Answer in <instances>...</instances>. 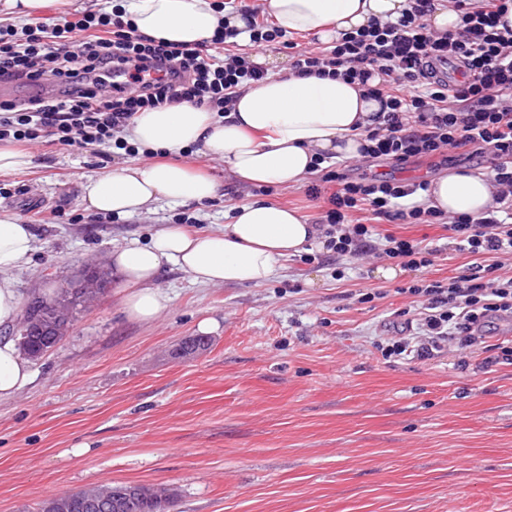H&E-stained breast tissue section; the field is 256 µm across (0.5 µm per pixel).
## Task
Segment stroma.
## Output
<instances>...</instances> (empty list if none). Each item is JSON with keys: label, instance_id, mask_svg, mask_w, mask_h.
Returning <instances> with one entry per match:
<instances>
[{"label": "stroma", "instance_id": "obj_1", "mask_svg": "<svg viewBox=\"0 0 512 512\" xmlns=\"http://www.w3.org/2000/svg\"><path fill=\"white\" fill-rule=\"evenodd\" d=\"M27 149L32 166L0 177L1 213L42 204L31 261L13 275L26 306L162 225L207 231L258 199L311 223L334 190L313 199L302 186H239L223 162L195 152L189 164L221 185L212 200L96 215L86 177L137 157L106 164L91 150ZM381 230L436 247L434 265L386 280L383 261L351 262L339 280L317 245L313 261L291 256L252 286L200 284L169 264L157 285L170 303L151 323L123 313L113 275L98 305L34 360L19 394L0 402V512L110 484L173 489L176 512H512V365L485 369L481 350L390 362L374 346L409 305L397 287L455 276L471 258L436 224ZM361 289L381 296L358 302ZM203 321L214 324L205 334ZM200 335L207 349L187 352Z\"/></svg>", "mask_w": 512, "mask_h": 512}]
</instances>
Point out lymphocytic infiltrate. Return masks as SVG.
I'll list each match as a JSON object with an SVG mask.
<instances>
[{
    "instance_id": "1",
    "label": "lymphocytic infiltrate",
    "mask_w": 512,
    "mask_h": 512,
    "mask_svg": "<svg viewBox=\"0 0 512 512\" xmlns=\"http://www.w3.org/2000/svg\"><path fill=\"white\" fill-rule=\"evenodd\" d=\"M454 29L426 21L434 0H409L397 20L374 22L335 45L295 53L294 73L341 76L363 85L382 112L365 130L360 173L323 169L310 193L335 184L317 221L322 245L336 258L383 256L410 270L432 266L437 249L380 232L377 221L438 224L451 232L456 251L473 258L466 273L405 287L413 299L417 330L377 340L383 357L427 360L448 345L484 347L491 320L512 316V28L501 20L512 0H452ZM231 34L217 31L187 46L138 33L125 13L84 10L56 23L22 29L0 25V76L28 85L50 83L52 92L17 104L0 102V142L48 139L78 149L137 154L124 137L141 111L189 103L214 112L230 104L245 82L264 77L250 58L220 57ZM453 62L460 83L437 78L435 65ZM480 158L497 192L485 217L438 212L416 201L427 182L409 184L375 163H424L429 169Z\"/></svg>"
}]
</instances>
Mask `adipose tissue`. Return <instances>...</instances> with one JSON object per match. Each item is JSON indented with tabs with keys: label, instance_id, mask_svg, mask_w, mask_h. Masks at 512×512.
<instances>
[{
	"label": "adipose tissue",
	"instance_id": "obj_1",
	"mask_svg": "<svg viewBox=\"0 0 512 512\" xmlns=\"http://www.w3.org/2000/svg\"><path fill=\"white\" fill-rule=\"evenodd\" d=\"M115 5L139 33L157 40L198 43L224 22L248 29L246 16L224 15L214 0H115ZM267 6L278 29L329 43L370 23L397 20L408 0H267ZM380 109L360 85L291 72L242 85L220 114L188 105L147 110L135 116L125 137L139 150L164 151V158L89 176L83 198L95 212L121 217L144 213L158 201L213 199L216 181L182 160L194 148L223 161L238 183L296 187L315 174L316 160L329 164L358 157L363 130ZM494 192L486 173L450 171L431 181L422 198L431 209L480 218ZM316 237L314 225L297 210L254 201L235 207L230 223L209 231L191 234L179 224L163 225L146 244L114 248L111 262L124 279L126 315L148 323L170 302L155 285L166 264L201 284L257 286ZM33 250L31 225L0 215V327L14 324L20 314L22 302L10 274L29 262ZM31 377L22 347L0 336V400L16 396Z\"/></svg>",
	"mask_w": 512,
	"mask_h": 512
}]
</instances>
